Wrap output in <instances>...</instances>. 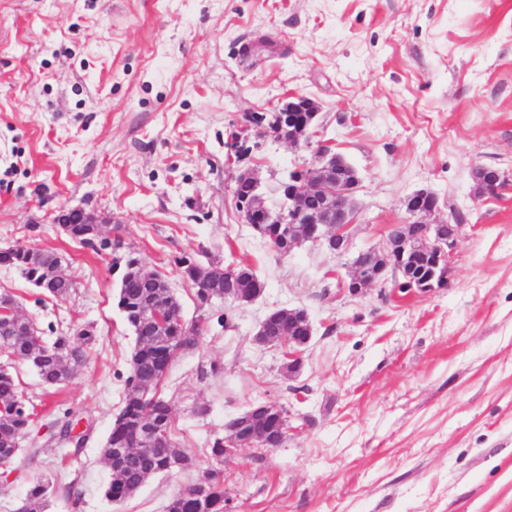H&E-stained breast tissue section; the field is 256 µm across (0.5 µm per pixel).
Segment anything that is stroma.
I'll return each instance as SVG.
<instances>
[{
  "mask_svg": "<svg viewBox=\"0 0 512 512\" xmlns=\"http://www.w3.org/2000/svg\"><path fill=\"white\" fill-rule=\"evenodd\" d=\"M360 183L352 250L411 222L417 190L439 199L426 221L457 224L444 287L351 295L349 257L311 243L276 253L244 223L231 175L252 170L267 205L313 149L249 132L288 95ZM501 170L480 195L477 167ZM80 207L161 271L186 320L199 318L177 259L249 264L253 303H215L195 350L157 392L192 464L108 501L101 456L125 397L135 337L116 306L110 253L69 240L53 218ZM55 253L74 290L34 306L36 288L0 266V294L59 329L93 326L73 377L48 386L13 373L51 429L56 409L90 428L81 450L28 440L0 463V512L32 478L43 512H166L210 466L209 444L260 402L289 411L277 448H239L223 468L228 512H512V0H0V250ZM307 311L313 337L287 375L255 333L270 312Z\"/></svg>",
  "mask_w": 512,
  "mask_h": 512,
  "instance_id": "35a3bbf8",
  "label": "stroma"
}]
</instances>
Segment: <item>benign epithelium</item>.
I'll list each match as a JSON object with an SVG mask.
<instances>
[{
    "instance_id": "1",
    "label": "benign epithelium",
    "mask_w": 512,
    "mask_h": 512,
    "mask_svg": "<svg viewBox=\"0 0 512 512\" xmlns=\"http://www.w3.org/2000/svg\"><path fill=\"white\" fill-rule=\"evenodd\" d=\"M319 110L317 102L306 96H292L279 105L274 120L264 128V136L274 140H284L293 145L301 143L310 145L317 136L313 122ZM317 164L296 170L297 176L288 186L289 210L272 211L258 199H253L245 208L244 222L247 224H283L287 232L282 239V246L291 251L298 235L306 234L307 240L319 244L338 257L345 256L351 247L350 227L354 214L352 209L353 194L358 184V177L346 174L347 162L330 154L327 144L317 142ZM478 185L486 194L497 191L506 181L504 174L492 167H481ZM438 209L435 194L420 190L407 202L408 212L420 218L423 236L419 246L436 255L437 262L449 268L452 251L459 234L460 225H448V236L441 239L430 234L431 224L422 221ZM409 252V240L404 225L393 226V232L387 236L383 245L358 251L351 259L353 277L344 284L350 294L357 295L362 289L375 285L388 272L396 275L403 273L406 254ZM210 299L219 300L226 305L248 304L255 296L240 288L217 289L209 293ZM301 318L308 321L305 311L297 308H282L269 313L259 324L255 334L257 343L264 346L288 345V366L300 365L302 350L311 336L292 335V320ZM184 322L181 310L167 305L146 309L141 319L153 324L161 331L169 325L171 319ZM278 406L266 403L251 412L233 418L238 423L234 432L224 436V462L231 461L236 450L244 446L259 448L269 447L264 421Z\"/></svg>"
}]
</instances>
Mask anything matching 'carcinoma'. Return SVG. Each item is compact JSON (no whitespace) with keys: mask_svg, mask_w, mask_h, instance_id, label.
I'll return each instance as SVG.
<instances>
[{"mask_svg":"<svg viewBox=\"0 0 512 512\" xmlns=\"http://www.w3.org/2000/svg\"><path fill=\"white\" fill-rule=\"evenodd\" d=\"M73 224L74 241L99 253L110 248V237L102 230V225L81 224L80 209L63 210ZM253 231L270 244L278 245L284 230L277 224H254ZM49 253L29 247H16L0 250V265L20 269L23 275L35 287L44 289L56 300H64L73 288L72 281L63 272L50 274L47 270L46 257ZM113 267L120 268L117 306L127 323L137 326L138 310L145 293L154 292L158 302L163 303L169 295V282L159 272H153L154 288L143 282L142 276L147 271L145 265L133 254H127ZM432 257H422L414 264L405 267L404 277L419 284L430 282L439 287L446 279L432 276ZM181 275L194 289L197 309L209 310L208 288L205 282H228L230 288L247 290L264 287L252 268L242 263L224 265L211 262L206 266L189 260L182 262ZM54 334L51 344H46L44 331L20 332L15 325L14 316L0 318V352L5 359L17 358L31 366L41 379L50 385L61 384L73 375L74 366L83 361L85 347L94 340L93 327L79 328L69 333L56 332L53 325H48ZM182 326L175 322L167 328L164 336H151L145 326L137 331V343L131 353L128 369L124 379L127 394L120 408L115 412L107 436L102 457L109 468V481L104 489L107 500L121 502L132 495L151 476L160 473L178 463L186 464L188 458L174 440L172 409L167 400L155 395L161 379L169 368L170 353L182 343ZM35 408L12 371L10 364L0 368V462H7L14 457V448L19 440L32 432ZM147 418L161 426L164 431L165 449L149 448L142 443L139 435L132 430L134 421ZM132 448L134 452L120 460L112 459V449ZM197 486L207 487L200 496L186 492L176 494L167 505V512H224L226 502L224 486L216 478V472L205 468L195 481ZM46 482L37 477L33 479L23 502L24 512H42Z\"/></svg>","mask_w":512,"mask_h":512,"instance_id":"1","label":"carcinoma"}]
</instances>
